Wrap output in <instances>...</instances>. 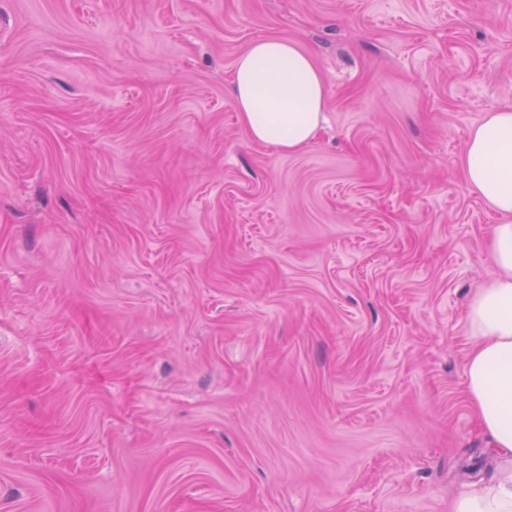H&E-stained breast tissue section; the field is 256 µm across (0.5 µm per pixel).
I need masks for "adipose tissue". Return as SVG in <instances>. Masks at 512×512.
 Instances as JSON below:
<instances>
[{
    "label": "adipose tissue",
    "instance_id": "ef3b65f1",
    "mask_svg": "<svg viewBox=\"0 0 512 512\" xmlns=\"http://www.w3.org/2000/svg\"><path fill=\"white\" fill-rule=\"evenodd\" d=\"M234 101L253 142L294 152L314 138L326 109V85L312 56L295 42L254 41L233 68ZM466 183L494 210V275L464 309L475 345L464 388L481 431L512 455V108L489 113L462 155ZM450 512H512V467L490 485L459 495Z\"/></svg>",
    "mask_w": 512,
    "mask_h": 512
}]
</instances>
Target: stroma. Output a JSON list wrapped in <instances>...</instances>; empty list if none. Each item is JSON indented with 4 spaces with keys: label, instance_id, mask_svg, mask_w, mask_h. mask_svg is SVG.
Masks as SVG:
<instances>
[{
    "label": "stroma",
    "instance_id": "obj_1",
    "mask_svg": "<svg viewBox=\"0 0 512 512\" xmlns=\"http://www.w3.org/2000/svg\"><path fill=\"white\" fill-rule=\"evenodd\" d=\"M326 80L253 142L237 56ZM512 0H0V512H448ZM234 101L250 139L295 152L314 138L326 109V85L312 56L293 41H254L233 68Z\"/></svg>",
    "mask_w": 512,
    "mask_h": 512
}]
</instances>
